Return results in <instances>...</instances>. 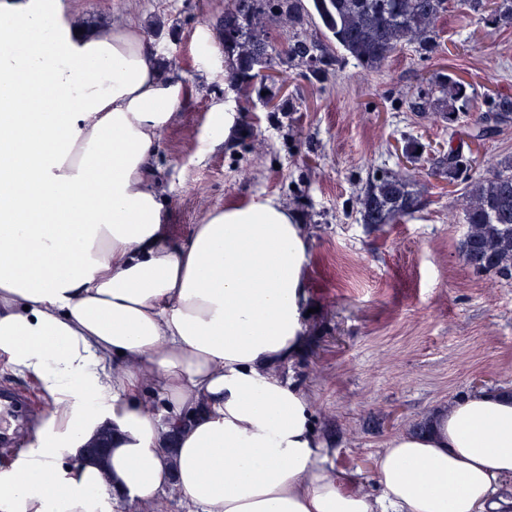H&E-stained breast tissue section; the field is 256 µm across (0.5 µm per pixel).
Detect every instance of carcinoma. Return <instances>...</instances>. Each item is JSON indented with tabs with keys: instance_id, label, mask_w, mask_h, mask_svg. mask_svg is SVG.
<instances>
[{
	"instance_id": "obj_1",
	"label": "carcinoma",
	"mask_w": 512,
	"mask_h": 512,
	"mask_svg": "<svg viewBox=\"0 0 512 512\" xmlns=\"http://www.w3.org/2000/svg\"><path fill=\"white\" fill-rule=\"evenodd\" d=\"M453 4L474 9L482 0H230L216 26L226 79L248 102L252 92L267 88L265 69L283 67L284 82L293 67H304L316 77L328 75L336 62L335 45L365 72L380 70L409 47L429 55L438 46V22ZM491 16L496 24L512 26V0H494ZM272 21L291 33L288 49L276 58L269 53ZM432 84L438 96L421 94L412 106L433 122L451 125L463 112L469 137L477 141L512 124V96L500 95L486 109L472 112L470 84L462 77L437 74ZM418 147L417 140L406 139L404 156L450 183H464L461 261L476 273L512 278V162L489 163L472 176L464 144L450 140L448 149L436 156L424 155ZM355 206L363 224H394L420 208L421 192L412 175L376 169L368 173Z\"/></svg>"
}]
</instances>
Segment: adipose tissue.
Wrapping results in <instances>:
<instances>
[{"label": "adipose tissue", "instance_id": "adipose-tissue-1", "mask_svg": "<svg viewBox=\"0 0 512 512\" xmlns=\"http://www.w3.org/2000/svg\"><path fill=\"white\" fill-rule=\"evenodd\" d=\"M181 102L146 35L76 33L61 0H0V353L55 409L0 512H512V398L478 392L381 449L372 497L336 473L302 343L301 225L272 197L167 232L149 178ZM151 384L156 402L142 396ZM112 430L106 465L81 450Z\"/></svg>", "mask_w": 512, "mask_h": 512}]
</instances>
